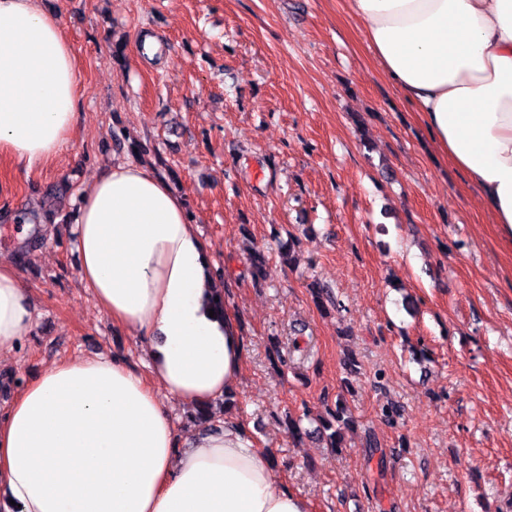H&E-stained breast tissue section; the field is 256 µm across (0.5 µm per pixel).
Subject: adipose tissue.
Returning <instances> with one entry per match:
<instances>
[{
	"label": "adipose tissue",
	"mask_w": 512,
	"mask_h": 512,
	"mask_svg": "<svg viewBox=\"0 0 512 512\" xmlns=\"http://www.w3.org/2000/svg\"><path fill=\"white\" fill-rule=\"evenodd\" d=\"M374 61L419 112L436 150L477 188L512 239V0H348ZM78 73L59 17L0 0V153L29 168L78 122ZM79 276L115 327L136 337L143 379L97 354L52 365L0 412L5 512H309L279 487L241 422L180 432L168 408L233 391L244 338L209 314L211 248L185 202L142 165L112 163L74 216ZM35 303L0 261V361L35 325Z\"/></svg>",
	"instance_id": "obj_1"
}]
</instances>
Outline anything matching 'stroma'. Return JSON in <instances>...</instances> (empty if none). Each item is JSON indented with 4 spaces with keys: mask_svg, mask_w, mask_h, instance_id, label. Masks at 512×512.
Masks as SVG:
<instances>
[{
    "mask_svg": "<svg viewBox=\"0 0 512 512\" xmlns=\"http://www.w3.org/2000/svg\"><path fill=\"white\" fill-rule=\"evenodd\" d=\"M40 5L75 53L79 121L49 161L26 169L0 155V209L39 207L54 188L72 212L88 179L151 143L145 166L170 178L224 270L245 344L235 416L278 482L310 512H512V244L373 63L347 0ZM148 37L160 59L141 55ZM250 240L268 255L259 283ZM19 248L0 223V259L36 304L33 332L0 363V409L77 355L146 372L136 338L81 282L71 224ZM315 280L339 301L330 314ZM276 340L290 367L275 364ZM327 397L357 421L351 447L288 432L290 414L314 429Z\"/></svg>",
    "mask_w": 512,
    "mask_h": 512,
    "instance_id": "1",
    "label": "stroma"
}]
</instances>
